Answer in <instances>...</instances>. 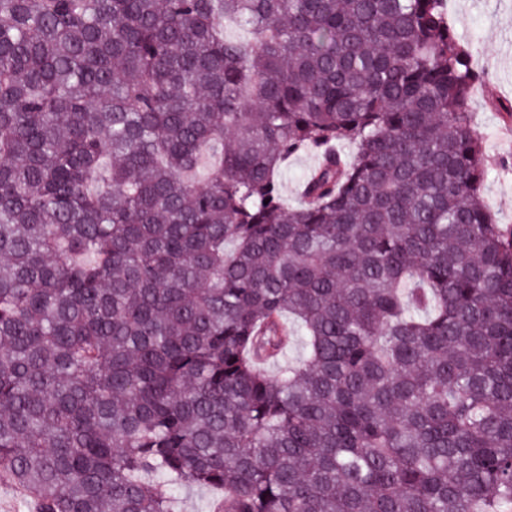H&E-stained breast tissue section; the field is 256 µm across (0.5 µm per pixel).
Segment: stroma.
I'll list each match as a JSON object with an SVG mask.
<instances>
[{"label": "stroma", "mask_w": 512, "mask_h": 512, "mask_svg": "<svg viewBox=\"0 0 512 512\" xmlns=\"http://www.w3.org/2000/svg\"><path fill=\"white\" fill-rule=\"evenodd\" d=\"M446 7L485 78L472 91L471 108L489 166L486 200L512 224V114L502 109L512 102V0H446Z\"/></svg>", "instance_id": "stroma-1"}]
</instances>
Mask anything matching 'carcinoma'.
<instances>
[{"instance_id":"obj_1","label":"carcinoma","mask_w":512,"mask_h":512,"mask_svg":"<svg viewBox=\"0 0 512 512\" xmlns=\"http://www.w3.org/2000/svg\"><path fill=\"white\" fill-rule=\"evenodd\" d=\"M479 81L444 0H0V472L36 512H512ZM316 157L310 152H301L289 158L288 166L280 173V183L284 201L289 206L302 202L301 182L316 166ZM178 512H206L211 491L206 488L182 489L175 493Z\"/></svg>"}]
</instances>
